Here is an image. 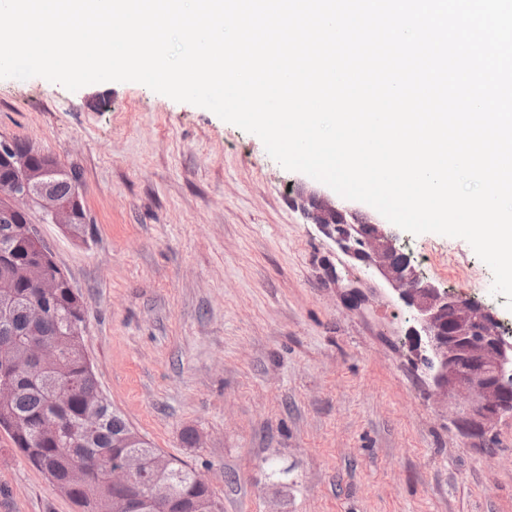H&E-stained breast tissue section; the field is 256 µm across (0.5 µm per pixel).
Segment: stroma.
<instances>
[{
  "instance_id": "35a3bbf8",
  "label": "stroma",
  "mask_w": 512,
  "mask_h": 512,
  "mask_svg": "<svg viewBox=\"0 0 512 512\" xmlns=\"http://www.w3.org/2000/svg\"><path fill=\"white\" fill-rule=\"evenodd\" d=\"M1 135L80 171L85 240L29 221L85 304L99 387L224 512H512V420L457 432L401 301L294 208L305 174L257 136L140 83L41 77L0 79ZM395 246L512 323L467 241ZM0 512H80L1 431Z\"/></svg>"
}]
</instances>
